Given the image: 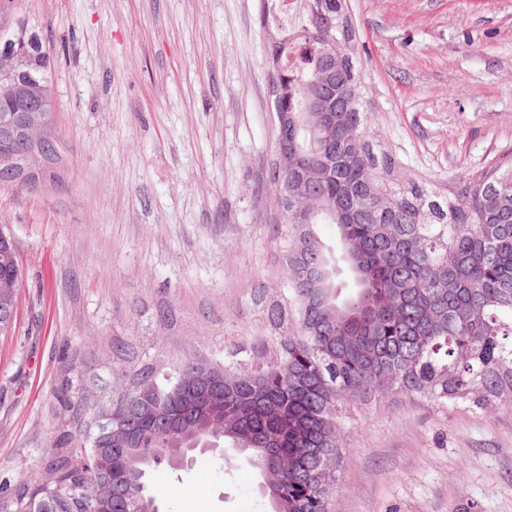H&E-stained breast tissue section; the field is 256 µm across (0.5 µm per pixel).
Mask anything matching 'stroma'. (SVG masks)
<instances>
[{
	"instance_id": "obj_1",
	"label": "stroma",
	"mask_w": 512,
	"mask_h": 512,
	"mask_svg": "<svg viewBox=\"0 0 512 512\" xmlns=\"http://www.w3.org/2000/svg\"><path fill=\"white\" fill-rule=\"evenodd\" d=\"M55 57L62 162L0 184L23 269L0 335V483L52 442L63 355L81 385L275 355L286 304L260 0H18ZM362 109L401 178L446 199L512 152V0H349ZM329 512H512V401L382 393L342 419ZM259 472L207 453L153 475L161 512H270Z\"/></svg>"
}]
</instances>
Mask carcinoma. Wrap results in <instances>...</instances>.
<instances>
[{
  "mask_svg": "<svg viewBox=\"0 0 512 512\" xmlns=\"http://www.w3.org/2000/svg\"><path fill=\"white\" fill-rule=\"evenodd\" d=\"M262 2L265 66L278 74L274 111L292 118L288 133L300 145L299 157L272 171L294 329L280 355L223 371L221 414L200 415L199 401L177 430L139 428L132 448L115 445L118 432L97 441L101 409L70 360L53 390V442L34 477L0 490V512H159L148 474L227 442L258 469L262 493L278 501L273 512H327L350 406L393 390L473 409L512 400V158L464 178L442 202L398 178L347 94L361 69L336 55V42L355 38L348 0H298L292 30L271 28V0ZM16 52L28 55L22 100L54 101L46 42L15 0H0V56ZM294 204L310 223H295ZM318 224L336 225V248L315 234ZM323 260L328 274L315 288L306 271ZM22 276L15 245L0 241V335L12 328ZM210 367L146 368L137 381L177 405ZM137 394L134 385L115 398L112 421L125 422Z\"/></svg>",
  "mask_w": 512,
  "mask_h": 512,
  "instance_id": "obj_1",
  "label": "carcinoma"
}]
</instances>
